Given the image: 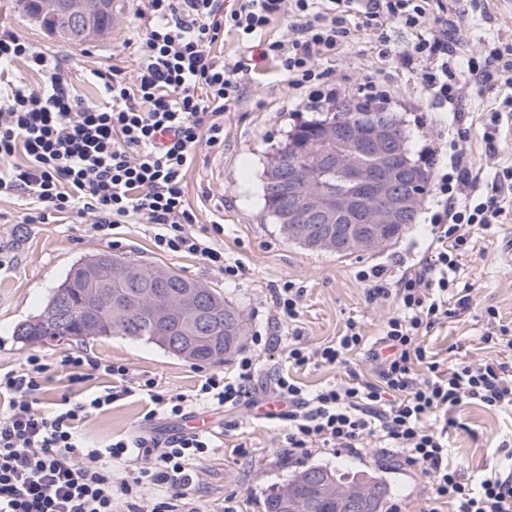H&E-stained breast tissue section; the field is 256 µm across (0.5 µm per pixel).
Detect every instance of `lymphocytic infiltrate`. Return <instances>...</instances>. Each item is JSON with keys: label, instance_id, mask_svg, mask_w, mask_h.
Segmentation results:
<instances>
[{"label": "lymphocytic infiltrate", "instance_id": "lymphocytic-infiltrate-1", "mask_svg": "<svg viewBox=\"0 0 512 512\" xmlns=\"http://www.w3.org/2000/svg\"><path fill=\"white\" fill-rule=\"evenodd\" d=\"M287 37L270 36L284 16ZM144 37L130 42L135 78L115 66L92 71L102 99L88 103L71 89L60 61L13 34L0 35V193H19L29 220L55 212L94 216L93 231L111 239L123 224H146L154 244L168 254L191 255L234 282L242 266L227 259L217 241L224 227L196 232L183 179L200 142H224V114L241 101L248 57L212 54L224 35L287 75L290 99L326 102L347 90L349 71L337 70L346 48L367 38L383 62L366 77L365 99L388 104L401 88L387 62L417 72L421 104L460 112L465 89L512 88V46H491L482 61L458 62L454 35L464 11L448 0H241L223 9L219 0H147ZM411 36L406 50L390 45V30ZM25 63L42 76L28 84L13 73ZM449 169L434 172L433 242L417 268L392 277L376 265L358 271L370 301L395 305L383 325L381 349L371 350L377 381L349 372L343 383L310 392L286 373L275 378L289 456L313 448L354 450L365 438L394 451L402 465L421 470L428 485L426 512H512V472L494 469L479 481L465 478L448 459V434L458 429L448 412L463 402L512 411V365L475 364L466 358L441 366L422 342L424 334L453 313L460 290L459 259L475 249V229H489L512 213L502 184L484 195L463 150L449 142ZM356 321L336 340L315 349L289 345L296 367L347 365L363 349ZM276 350L275 336L255 333L233 375L211 371L192 393H172L155 378L130 379L125 365L79 350L66 357L70 381L84 383L88 371L110 377L112 386L51 408L40 394L51 366L37 354L17 369L0 372V512H198L192 499L194 465L212 446L202 432L164 439L144 432L120 435L104 447L86 443L76 424L117 400L147 396L155 413L189 417L196 407L247 402L261 354Z\"/></svg>", "mask_w": 512, "mask_h": 512}]
</instances>
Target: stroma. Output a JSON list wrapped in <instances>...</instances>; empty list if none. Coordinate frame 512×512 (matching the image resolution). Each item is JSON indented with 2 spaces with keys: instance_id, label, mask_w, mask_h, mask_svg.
I'll return each mask as SVG.
<instances>
[{
  "instance_id": "35a3bbf8",
  "label": "stroma",
  "mask_w": 512,
  "mask_h": 512,
  "mask_svg": "<svg viewBox=\"0 0 512 512\" xmlns=\"http://www.w3.org/2000/svg\"><path fill=\"white\" fill-rule=\"evenodd\" d=\"M145 8L146 0H128L116 32L75 44L47 34L19 15L13 0H0V33L60 52L76 93L94 101L99 90L88 80L90 70L117 64L124 67L127 76H134L136 63L126 44L130 38L144 35L141 13ZM466 10L467 26L457 35L464 55L480 56L488 37L512 43V0H491L486 7L470 4ZM255 65L260 72L258 79L245 85L242 104L224 116L223 147L199 144L196 163L184 179L185 196L200 225L223 222L224 254L243 268L238 281H225L201 260L158 251L148 225H121L114 241L108 242L93 232V215L72 213L31 224L17 196H0V259L6 262L0 270V369L19 367L32 353L54 364L42 394L43 407H52L65 395L76 397L68 381L69 371L60 361L79 347L90 355L124 364L131 374L153 376L163 388L175 393L190 392L211 369L210 364L187 362L120 335L91 339L80 346L66 341L31 347L14 339V326L39 313L70 264L97 252L170 267L220 289L242 312L253 332L275 328L274 290L290 280L304 290L298 328L306 346L314 348L336 339L351 319L362 325L368 341L378 338L390 310L369 301L356 272L363 266L381 265L398 276L424 260L431 243V202L423 200L416 224L395 245L372 255L341 257L316 252L288 238L266 214L262 184L269 157L285 139L300 107L289 101L286 83L268 62L259 59ZM393 74L406 93L389 109L402 117L415 158L423 157L433 139L452 132L473 166L483 169L486 179H494L499 170L512 165V124L502 125L494 142L483 138L492 109L502 101L498 92H469L464 116L457 121L439 109L417 111L409 95L415 73L397 67ZM458 278L460 287L469 291L468 308L430 331L425 343L445 364L457 355L476 364L498 359L497 349L484 344L481 334L490 307L498 311L502 324H512V219L480 234L475 250L462 257ZM147 410L146 401L130 397L81 421L78 430L88 442L99 446L140 429L161 437L183 430V421L161 415L145 421ZM204 415L212 423L214 449L199 466L200 489L195 497L203 512H224L228 498L234 500L238 512H262V501L271 489L286 485L295 472L310 465L374 470L391 484L392 503L398 512L425 510L427 489L420 472L399 466L391 456L378 452L373 441H365L363 449L356 452L337 455L316 450L296 461L289 459L285 449L283 424L255 419L252 407L241 403L208 409ZM454 415L463 427L450 435L449 454L466 477L477 480L491 468L512 467V461L499 450L502 442L512 441V413L467 404Z\"/></svg>"
}]
</instances>
